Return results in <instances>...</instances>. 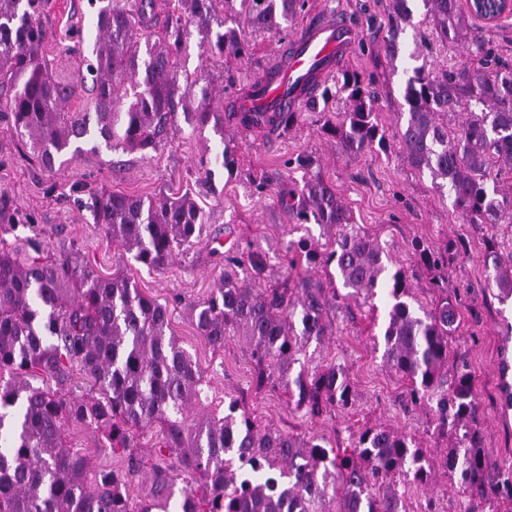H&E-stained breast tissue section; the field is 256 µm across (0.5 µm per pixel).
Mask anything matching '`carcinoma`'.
Wrapping results in <instances>:
<instances>
[{"label":"carcinoma","mask_w":512,"mask_h":512,"mask_svg":"<svg viewBox=\"0 0 512 512\" xmlns=\"http://www.w3.org/2000/svg\"><path fill=\"white\" fill-rule=\"evenodd\" d=\"M98 30L79 76L56 70L48 58L52 32L44 23L49 0H0V120L30 144L42 166L69 152L155 150L179 130L178 109L191 128L208 126L224 136V122L255 132L286 131L295 112H219L211 87L184 69L192 36L200 56L250 54L241 21L255 32L277 33L305 7V0H178L159 19L153 0H94ZM410 0H392L393 25L385 53L398 55L401 26L412 24ZM424 18L442 41L462 43L482 64L436 70L427 58L406 82L405 122L395 137L407 163L428 172L447 190L454 211L467 224L512 223V68L498 65L495 49L463 13L460 0H420ZM304 107L323 112L322 134L351 155L383 146L386 130L370 84L344 72L321 83ZM87 97L77 112L66 103ZM342 98L344 112L329 110ZM464 119L448 126L459 114ZM281 207L298 224L331 231L320 251L306 237L286 247L289 265L335 266L348 292H326L302 280L261 286L266 261L259 250L226 258L234 270L203 301L189 304L198 335L216 351L241 337L258 368L257 389L270 383L288 390L310 418L354 405L341 369L313 371L294 364L309 340L327 335L336 299L371 302L382 293L391 303L383 357L408 382L411 402L432 404L438 429L455 435L458 447L443 455L445 472L481 492L489 464L480 448L478 402L466 365L448 375L449 337L457 310L441 299L432 310L407 301L410 276L388 272L377 240L361 231L352 210L321 177L301 189L277 190ZM107 239L156 271L176 250L194 245L206 224L193 193L151 198L95 191L83 203ZM22 262L0 249V512H401L394 478L417 485L431 477L423 449L404 432L369 427L351 447H328L259 424L238 401H216L202 372L170 328L167 307L144 296L130 278L100 276L88 264L48 256L39 241ZM417 262L439 272L447 253L417 242ZM490 286L505 303L512 298V253L493 241L486 251ZM302 329H296V322ZM88 392L71 394L73 368ZM81 424L102 435L105 448L123 455L127 472L95 466L66 444V427ZM158 431V453L176 461L158 463L129 452L135 433ZM145 473L148 494L130 504L128 477ZM194 483L177 487L178 473Z\"/></svg>","instance_id":"1"}]
</instances>
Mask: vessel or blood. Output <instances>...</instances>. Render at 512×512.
I'll use <instances>...</instances> for the list:
<instances>
[{
    "instance_id": "obj_1",
    "label": "vessel or blood",
    "mask_w": 512,
    "mask_h": 512,
    "mask_svg": "<svg viewBox=\"0 0 512 512\" xmlns=\"http://www.w3.org/2000/svg\"><path fill=\"white\" fill-rule=\"evenodd\" d=\"M356 39L354 27L340 15L326 14L310 20L292 39L283 56L269 60L268 69L277 73L275 81L261 85L252 96L238 98V110L296 111L316 79L333 73Z\"/></svg>"
}]
</instances>
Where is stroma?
<instances>
[{
	"instance_id": "35a3bbf8",
	"label": "stroma",
	"mask_w": 512,
	"mask_h": 512,
	"mask_svg": "<svg viewBox=\"0 0 512 512\" xmlns=\"http://www.w3.org/2000/svg\"><path fill=\"white\" fill-rule=\"evenodd\" d=\"M412 9L413 24L400 33V52L393 59L383 49L393 22L392 0H307L303 13L289 19L280 33L244 29L252 45L250 56L244 58L214 57L203 62L196 46L188 48V71L205 69L216 75L213 93L229 109L232 95L262 75L272 54L284 48L310 14L347 13L358 37L336 70L357 72L371 82L388 132L383 148L347 155L336 140L320 133L319 113L307 112L283 134L248 133L228 124L217 136L186 126L169 135L158 150L122 154L103 148L76 156L50 173L0 122V208L31 218L30 223L15 226L0 223V240L14 245L35 237L44 241L51 256L78 257L105 277L125 273L143 295L167 305L172 331L213 390L237 398L261 425L301 438L322 437L342 448L367 427L385 426L412 436L425 452L432 475L424 486L399 483L406 512H512V492L502 486L504 475H512V406L506 400L512 390V337L504 329L512 323V306L499 304L495 289L487 285L484 267L485 237L495 236L502 249L512 248V224L464 223L454 212L451 197L438 192L428 174L419 173L403 158L394 131L404 109L402 89L414 66L410 51L415 44H428L429 58L439 68L468 59L463 44L441 43L423 18L420 0H414ZM91 17L88 0H54L47 27L59 44L79 49L78 54L62 56L60 68L76 69L81 56L92 50L96 30ZM226 143L237 151V169L218 166L211 178H204L202 158ZM300 155L311 159V171L334 186L356 223L379 241L389 265L412 271V292L420 302L433 309L445 298L456 306L450 359L466 362L472 373L480 401L483 453L491 462L483 502H475L459 475L441 469V458L454 445V436L436 429L429 403L408 402L405 381L383 361L387 321L383 297L370 305L337 301L328 336L307 344L302 357L305 368L341 366L356 393L353 407L316 420L296 410L282 389L256 390L257 368L240 339L227 340L223 350L216 351L192 325L186 306L209 296L224 273L225 251L263 252L266 282L272 285L299 276L283 261L288 242L302 236L318 245L326 242L322 226L295 228L274 194L255 189L262 178L285 186L302 183L306 171L296 163ZM93 190L150 197L193 192L206 214L204 233L166 270L148 269L113 245L90 214L80 209L79 199ZM418 240L436 249L466 244V254L448 261L447 297H440L431 288L429 275L418 270L413 254ZM67 444L90 455L93 463L126 468L125 458L104 452L100 434L90 429L69 425Z\"/></svg>"
}]
</instances>
